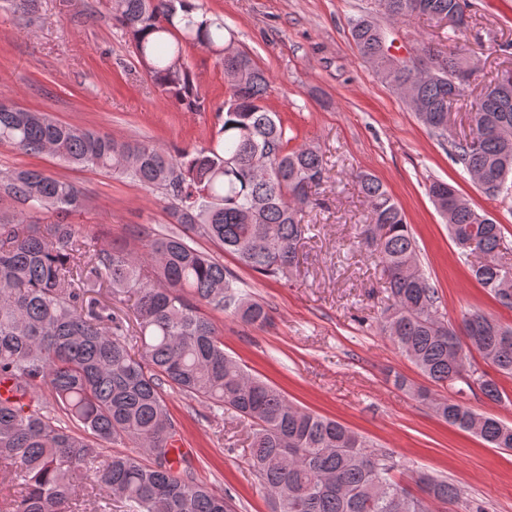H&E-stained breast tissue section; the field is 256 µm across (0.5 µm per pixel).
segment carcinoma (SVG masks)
<instances>
[{"instance_id": "carcinoma-1", "label": "carcinoma", "mask_w": 512, "mask_h": 512, "mask_svg": "<svg viewBox=\"0 0 512 512\" xmlns=\"http://www.w3.org/2000/svg\"><path fill=\"white\" fill-rule=\"evenodd\" d=\"M393 18L440 20L460 15L465 0H381ZM117 21L154 86L187 112L205 109L183 47L220 57L228 95L219 128L192 150L148 141L119 142L95 130L54 120L0 97V144L21 152H47L61 161L126 174L162 191L168 210L186 232L207 238L265 277L290 274L300 263L298 244L308 226L301 211L317 204L312 189L325 171L314 147L288 149L286 128L265 105L270 78L244 51L224 57V20L189 0H113ZM350 35L358 55L388 85L406 88L407 104L431 131L445 136L452 104L468 92L470 68L459 54L441 55L428 44L394 69L376 22L354 21ZM472 135L450 143L464 167L502 178L499 194L512 191V71L486 86L475 104ZM371 221L360 235L374 248L386 280L389 304L383 331L438 387L460 380L468 355L477 352L512 377V325L482 313L463 316L456 330L439 312V295L419 273L416 241L399 204L373 174L356 175ZM0 188L27 206L21 220L0 216V379L15 396L0 399V471L16 495L6 512H69L76 478L104 491L122 512H235L232 498L196 481L191 463H172L177 434L169 392H179L247 423L248 461L260 477L274 512H431V502H453L462 512H488L444 476L420 477L424 499L393 476V456L334 419L288 402L276 387L250 374L224 352V340L202 307L228 312L246 324L269 320L266 305L242 289L213 255L183 234L158 236L144 255L99 245L74 224L40 230L39 215L72 213L86 199L71 182L42 170H18ZM427 192L449 217L448 230L475 280L497 294L512 265L497 259L503 227L478 213L453 185L432 181ZM150 262L152 279L143 278ZM108 287L134 291L138 326L133 350L127 328L112 308L91 297ZM493 402L506 394L487 374L478 376ZM395 384L427 400L448 424L494 448L512 450V426L475 413L464 402ZM47 387L54 399L42 398ZM82 429L78 434L66 425ZM129 453L105 456L109 445ZM106 461H101L102 457Z\"/></svg>"}]
</instances>
